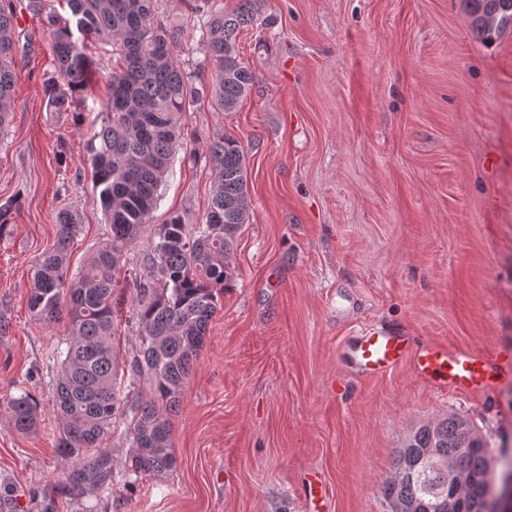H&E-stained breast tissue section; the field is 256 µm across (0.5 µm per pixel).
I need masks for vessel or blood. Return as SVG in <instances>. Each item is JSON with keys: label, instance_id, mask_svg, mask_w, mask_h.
Listing matches in <instances>:
<instances>
[{"label": "vessel or blood", "instance_id": "vessel-or-blood-1", "mask_svg": "<svg viewBox=\"0 0 512 512\" xmlns=\"http://www.w3.org/2000/svg\"><path fill=\"white\" fill-rule=\"evenodd\" d=\"M408 359L415 376L436 389L486 395L512 379L511 355L457 350L432 342L418 345L406 334L373 329L356 337L351 371L366 378L382 377Z\"/></svg>", "mask_w": 512, "mask_h": 512}]
</instances>
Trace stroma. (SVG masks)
Segmentation results:
<instances>
[{"instance_id":"1","label":"stroma","mask_w":512,"mask_h":512,"mask_svg":"<svg viewBox=\"0 0 512 512\" xmlns=\"http://www.w3.org/2000/svg\"><path fill=\"white\" fill-rule=\"evenodd\" d=\"M189 0H158L182 30L176 60L211 79ZM260 24L238 36L255 84L236 111L200 101L191 133L158 190L152 227L205 220L214 188L210 139L241 141L250 221L218 296L203 348L170 417L176 466L126 475L123 423L112 493L74 498L58 453L59 367L68 334L30 313L34 264L56 241V215L76 214L72 269L112 237L86 143L106 98L112 56L94 42L84 121L51 118L56 71L38 19L23 15L12 118L0 133V204L19 200L0 238V512H388L380 492L406 436L457 415L491 454L512 447V381L490 395L429 388L404 363L362 379L350 341L372 328L480 352L512 351V30L478 38L465 0H259ZM196 162L185 159L186 150ZM147 243L123 250L114 289L126 366L138 345L133 299L152 277ZM38 423L18 434L6 403L20 390Z\"/></svg>"}]
</instances>
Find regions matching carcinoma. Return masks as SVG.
Wrapping results in <instances>:
<instances>
[{
  "label": "carcinoma",
  "mask_w": 512,
  "mask_h": 512,
  "mask_svg": "<svg viewBox=\"0 0 512 512\" xmlns=\"http://www.w3.org/2000/svg\"><path fill=\"white\" fill-rule=\"evenodd\" d=\"M69 16L52 0H0V132L9 125L16 64L18 14L39 19L48 34L58 78L47 83V108L72 112L85 88L91 63L86 41L111 47L115 62L100 104L101 122L87 142L93 187L107 212L112 240L100 246L74 277L67 250L79 225L67 211L57 215L54 247L35 263L29 307L49 323L67 321L65 346L51 354L61 368L57 412L62 422L60 455L74 496L112 494V460L101 447L116 418L126 425L127 471L136 476L172 470L169 416L181 402L184 382L204 345L217 308L216 288L235 278L231 263L237 239L249 222L248 169L239 139L216 137L207 145L214 190L205 221L190 228L178 215L150 240L147 264L161 287L141 282L137 308L139 351L126 368L130 383L147 389L122 400L117 386L116 329L112 295L123 247L149 230L157 192L177 147L185 140L181 116L203 97L220 112H232L254 85L253 72L237 48L241 29L255 20L257 0H239L229 13L206 12L202 26L211 85H195L174 53L180 32L155 19L157 0H65ZM497 26L473 28L490 40L512 27V0H482ZM19 202L0 205V238L9 234ZM15 430L36 426L37 403L23 390L7 401ZM465 477L448 484V461ZM493 459L471 423L456 415L416 428L394 461V477L381 487L388 505L402 512H490Z\"/></svg>",
  "instance_id": "1"
}]
</instances>
